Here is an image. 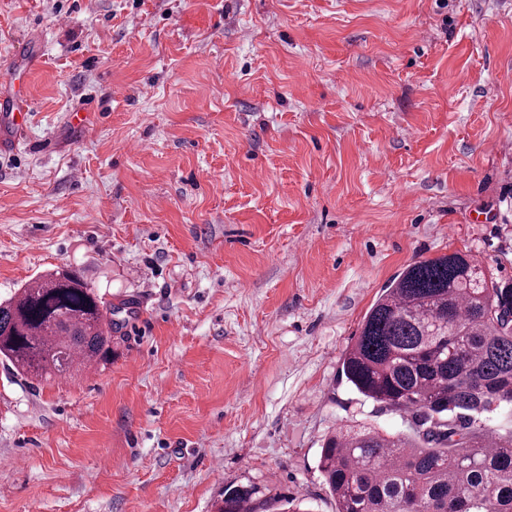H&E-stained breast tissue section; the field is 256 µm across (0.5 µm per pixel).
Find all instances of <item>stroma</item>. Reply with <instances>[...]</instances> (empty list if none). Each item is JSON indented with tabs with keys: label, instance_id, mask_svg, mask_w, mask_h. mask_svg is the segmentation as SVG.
I'll use <instances>...</instances> for the list:
<instances>
[{
	"label": "stroma",
	"instance_id": "35a3bbf8",
	"mask_svg": "<svg viewBox=\"0 0 512 512\" xmlns=\"http://www.w3.org/2000/svg\"><path fill=\"white\" fill-rule=\"evenodd\" d=\"M32 47L0 298L65 265L120 311L97 369L0 362V512H335L325 435L405 429L339 376L383 288L512 280V0H0V77ZM282 499L274 495H267L256 484H240L224 489V495L220 502L216 503L217 512H308L302 500L291 502L288 508V499ZM287 508L280 509V507Z\"/></svg>",
	"mask_w": 512,
	"mask_h": 512
}]
</instances>
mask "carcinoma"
I'll return each mask as SVG.
<instances>
[{
	"mask_svg": "<svg viewBox=\"0 0 512 512\" xmlns=\"http://www.w3.org/2000/svg\"><path fill=\"white\" fill-rule=\"evenodd\" d=\"M79 272L58 269L0 302V358L36 381L112 359V315ZM341 379L406 418L409 433L345 427L318 471L336 512H512V282L471 254L417 261L391 280L346 349ZM217 512H308L256 484L224 489Z\"/></svg>",
	"mask_w": 512,
	"mask_h": 512,
	"instance_id": "1",
	"label": "carcinoma"
}]
</instances>
